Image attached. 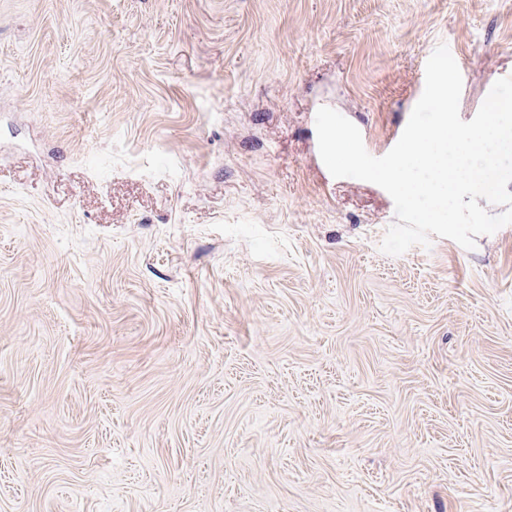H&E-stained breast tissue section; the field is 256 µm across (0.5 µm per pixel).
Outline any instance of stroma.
<instances>
[{
	"instance_id": "obj_1",
	"label": "stroma",
	"mask_w": 512,
	"mask_h": 512,
	"mask_svg": "<svg viewBox=\"0 0 512 512\" xmlns=\"http://www.w3.org/2000/svg\"><path fill=\"white\" fill-rule=\"evenodd\" d=\"M512 0H0V512H512V224L392 257L432 50Z\"/></svg>"
}]
</instances>
